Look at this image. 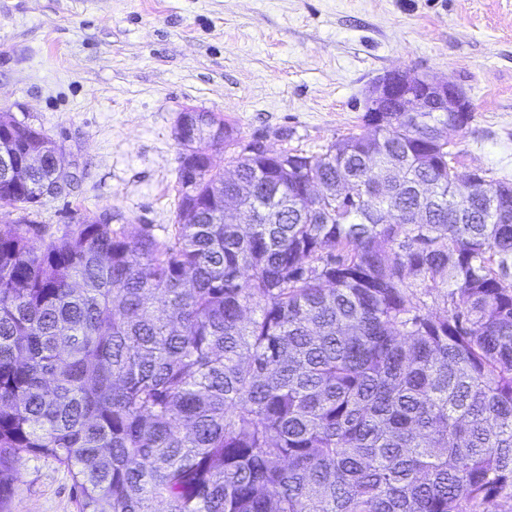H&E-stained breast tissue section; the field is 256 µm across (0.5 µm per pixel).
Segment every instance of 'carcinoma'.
<instances>
[{"label":"carcinoma","mask_w":512,"mask_h":512,"mask_svg":"<svg viewBox=\"0 0 512 512\" xmlns=\"http://www.w3.org/2000/svg\"><path fill=\"white\" fill-rule=\"evenodd\" d=\"M179 118L161 238L31 218L53 140L0 112V149L41 158L0 174V512L25 454L70 469L79 512H512V186L455 165L471 113L390 99L229 171L200 143L234 127Z\"/></svg>","instance_id":"cac0c4a2"}]
</instances>
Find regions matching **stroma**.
<instances>
[{"mask_svg": "<svg viewBox=\"0 0 512 512\" xmlns=\"http://www.w3.org/2000/svg\"><path fill=\"white\" fill-rule=\"evenodd\" d=\"M455 83L472 113L460 166L512 184V0H0V109L41 128L74 176L31 205L61 228L101 211L163 235L176 220L187 110L224 116L235 145L322 153L363 130L392 70ZM7 512H77L70 470L28 454Z\"/></svg>", "mask_w": 512, "mask_h": 512, "instance_id": "1", "label": "stroma"}]
</instances>
